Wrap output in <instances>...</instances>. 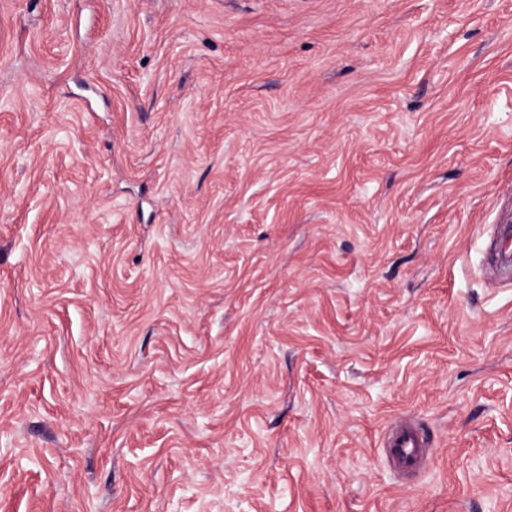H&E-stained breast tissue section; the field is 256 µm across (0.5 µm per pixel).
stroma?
<instances>
[{
    "instance_id": "35a3bbf8",
    "label": "stroma",
    "mask_w": 512,
    "mask_h": 512,
    "mask_svg": "<svg viewBox=\"0 0 512 512\" xmlns=\"http://www.w3.org/2000/svg\"><path fill=\"white\" fill-rule=\"evenodd\" d=\"M511 212L512 0H0V512H512ZM386 454L394 468L407 472L415 468L424 458V442L410 426L400 428L387 443Z\"/></svg>"
}]
</instances>
